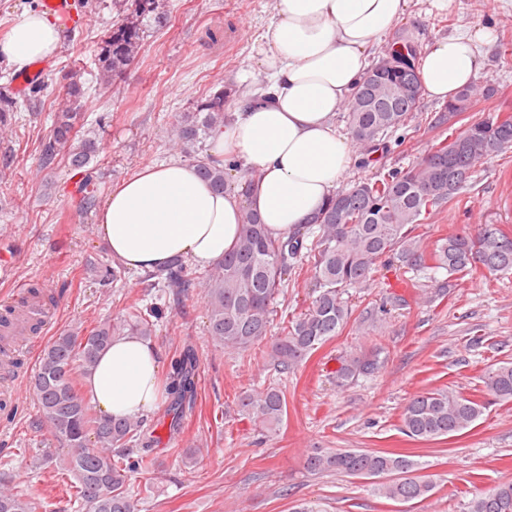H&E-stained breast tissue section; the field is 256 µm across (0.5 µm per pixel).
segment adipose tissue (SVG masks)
<instances>
[{"instance_id":"adipose-tissue-1","label":"adipose tissue","mask_w":512,"mask_h":512,"mask_svg":"<svg viewBox=\"0 0 512 512\" xmlns=\"http://www.w3.org/2000/svg\"><path fill=\"white\" fill-rule=\"evenodd\" d=\"M412 0H274L257 70L237 75L251 88L263 76L267 98L234 103L233 118L216 133L213 156L238 159L254 172L249 196L215 193L194 165L172 160L147 164L106 197L98 234L112 257L135 271L156 270L174 259L214 266L241 233L247 212L283 236L304 223L332 195L355 162L354 140L339 134L335 114L351 99L392 26L411 14ZM490 27L465 30L428 44L420 80L430 99L444 102L474 84L491 45ZM63 27L31 8L0 39V63L27 72L53 59ZM101 414L138 416L161 401L160 357L140 336L113 338L85 378Z\"/></svg>"}]
</instances>
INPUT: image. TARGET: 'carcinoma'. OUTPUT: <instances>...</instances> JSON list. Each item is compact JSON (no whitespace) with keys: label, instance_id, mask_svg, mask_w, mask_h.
Returning a JSON list of instances; mask_svg holds the SVG:
<instances>
[{"label":"carcinoma","instance_id":"cac0c4a2","mask_svg":"<svg viewBox=\"0 0 512 512\" xmlns=\"http://www.w3.org/2000/svg\"><path fill=\"white\" fill-rule=\"evenodd\" d=\"M164 0H112V25L98 53L100 84L108 86L139 55L147 33L168 26ZM419 50L405 32L395 34L368 76L345 107L349 131L367 154L379 150L383 138L406 124L417 111L421 95L404 87V69L417 70ZM494 92L473 84L458 92L442 109L437 123H451L480 97ZM86 96L83 83L71 81L58 103L52 136L43 156H62L73 173L72 197L76 214L87 216L97 200V170L90 163L100 153L95 127L80 124L75 108ZM227 90L198 99L191 110L174 117L168 138L189 157L202 178L218 191L231 189V171L238 161L212 157L207 141L230 119ZM13 97L0 92V130L12 121ZM512 151V115L493 114L436 140L430 151L405 172L389 171L333 194L324 208L285 237H274L250 212L234 247L201 279L190 276L184 261L175 259L142 276L145 292L153 296L149 313L140 302L128 306V319L119 325L101 321L82 334L63 332L44 351L31 385L41 421L63 452L43 458L67 479L70 495L81 512H140L129 489L130 474L153 464L141 422L133 418L106 419L97 415L80 393L81 378L95 367L112 338L125 332L146 339L154 335L168 298H180L191 288L203 292L209 335L231 351H248L267 339L277 315L278 297L288 281L309 263L312 295L307 309L279 322L268 357L273 368L288 372L321 348L346 325L350 316L343 297L347 288H361L372 279L379 260L395 258L411 268L427 262L451 279L473 271L490 275L512 273V237L496 224L461 229L437 240L426 250L414 234L421 218L461 204L469 198L480 168ZM195 352L186 348L169 374V429L176 431L183 410L197 395ZM381 352L349 354L338 359L332 372L343 388L356 378L374 373ZM489 399L472 400L446 390L413 395L401 413V429L421 441H436L460 433L483 419L491 403L512 402V361H501L484 374ZM238 405L253 426L268 433L282 426L287 415L284 392L277 386L238 396ZM312 472L335 471L372 479L373 490L395 502L425 500L434 483L421 474L422 464L406 456L343 449L314 451L305 459ZM39 501L22 493L0 491V512H38ZM466 512H512V482L482 490L468 501Z\"/></svg>","mask_w":512,"mask_h":512}]
</instances>
